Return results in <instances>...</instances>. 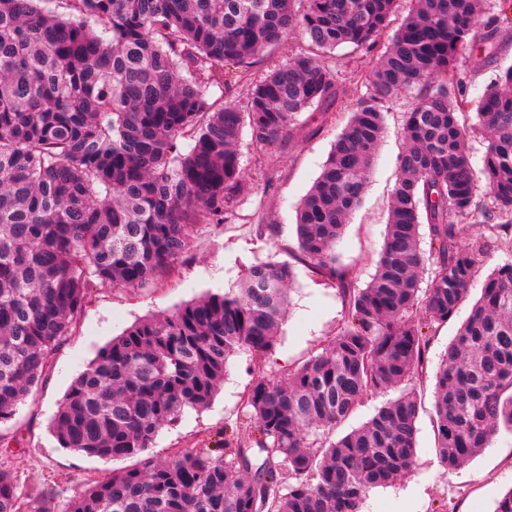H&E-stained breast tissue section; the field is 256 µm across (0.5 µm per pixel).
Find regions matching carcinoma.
<instances>
[{
  "mask_svg": "<svg viewBox=\"0 0 512 512\" xmlns=\"http://www.w3.org/2000/svg\"><path fill=\"white\" fill-rule=\"evenodd\" d=\"M481 2L412 0L382 49L397 0H0V425L49 374L93 283L148 288L187 252L194 225L234 216L253 191L244 127L261 149L284 140L301 113L336 100L326 53L349 44L370 56L366 91L296 212L300 260L337 281L343 326L284 380L253 379L257 438L233 433L174 463L146 458L66 512H359L370 489L412 468L415 379L431 333L495 249L507 258L436 375L441 462L454 470L512 431V67L477 98L448 84L478 29L497 32ZM297 32L306 47L244 101L210 99L219 68L250 67ZM415 87L384 245L356 288L336 245L360 204L382 110ZM470 111L486 135L479 175L459 120ZM468 224L483 226L480 237L465 238ZM292 282L291 266L258 263L239 287L112 338L58 405L59 446L106 461L143 456L160 429L210 405L230 357L274 349ZM389 389L398 396L333 437L365 396ZM0 512L50 510L0 468Z\"/></svg>",
  "mask_w": 512,
  "mask_h": 512,
  "instance_id": "1",
  "label": "carcinoma"
}]
</instances>
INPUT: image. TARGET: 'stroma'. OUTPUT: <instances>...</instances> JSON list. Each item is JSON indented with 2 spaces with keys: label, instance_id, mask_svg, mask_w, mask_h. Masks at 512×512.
Segmentation results:
<instances>
[{
  "label": "stroma",
  "instance_id": "stroma-1",
  "mask_svg": "<svg viewBox=\"0 0 512 512\" xmlns=\"http://www.w3.org/2000/svg\"><path fill=\"white\" fill-rule=\"evenodd\" d=\"M487 12L497 19L496 39L490 43L476 37L458 73L473 97L512 66V0H488ZM304 46L297 34L253 67H224L222 84L210 89L212 98L244 99L259 77L290 51ZM331 59L339 71L341 103L325 111L302 113L287 139L274 148L280 157L275 169L264 165L249 132H242L241 167L254 190L241 201L235 219L196 225L182 261L151 287L91 289L74 335L55 355L49 379L33 388L12 420L0 426L1 433L17 437L21 443L20 452L0 454V465L13 471L36 506L64 512L65 504L92 481L140 466L137 458L103 461L59 447L50 431L52 417L72 380L101 347L135 322L174 311L206 293L236 287L257 263H285L294 269L288 316L272 354L261 360L245 354L231 358L211 404L187 412L176 426L160 430L147 452L157 462L173 461L186 449L223 443L225 430L238 426L247 414L243 400L254 377L262 374L275 381L284 379L290 370L320 352L342 326L343 302L335 280L312 273L300 262L295 234L296 207L348 122L367 70L363 52L351 46L337 48ZM412 98V93L401 94L384 108V133L365 195L336 247L339 267L349 272L360 288L371 280L384 242L388 203L404 149L401 130ZM469 311V305H462L434 334L426 377L419 389L422 410L416 423L417 456L412 472L392 485L370 489L361 512H494L497 500L512 488V433L500 432L490 448L456 470L443 467L436 455L434 375Z\"/></svg>",
  "mask_w": 512,
  "mask_h": 512
}]
</instances>
